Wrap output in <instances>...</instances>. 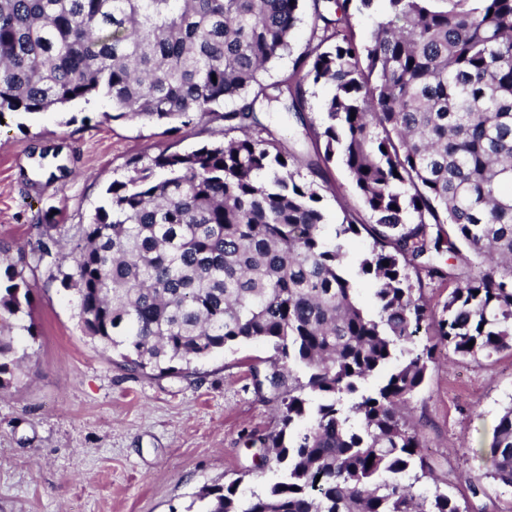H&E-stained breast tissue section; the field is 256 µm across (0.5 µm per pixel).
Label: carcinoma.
Returning a JSON list of instances; mask_svg holds the SVG:
<instances>
[{
    "label": "carcinoma",
    "mask_w": 512,
    "mask_h": 512,
    "mask_svg": "<svg viewBox=\"0 0 512 512\" xmlns=\"http://www.w3.org/2000/svg\"><path fill=\"white\" fill-rule=\"evenodd\" d=\"M300 2L0 0V117L100 96L120 117L224 121V140L112 181L62 278L86 336L133 373L189 377L226 347L271 346L265 381L288 402L257 442L282 477L248 496L237 481L204 487L202 512H465L438 488L414 492L430 468L398 411L433 348L415 345L429 307L408 269L456 281L433 323L446 349H512V0H387L363 44L335 40L336 26L352 29L347 3L312 0L306 52L267 87ZM309 84L331 88L323 123L307 126L323 146L310 173L339 160L371 218L344 209L331 241L317 183L295 178L301 158L255 134L258 99L300 119ZM362 228L372 245L354 278L346 243ZM461 244L477 269L457 281L442 258ZM51 255L42 241L0 268L1 390L25 359L13 330L31 315L27 273ZM358 278L372 285L369 307ZM478 452L512 489V404Z\"/></svg>",
    "instance_id": "1"
}]
</instances>
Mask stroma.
I'll return each mask as SVG.
<instances>
[{
	"label": "stroma",
	"mask_w": 512,
	"mask_h": 512,
	"mask_svg": "<svg viewBox=\"0 0 512 512\" xmlns=\"http://www.w3.org/2000/svg\"><path fill=\"white\" fill-rule=\"evenodd\" d=\"M311 22L303 0L290 49L268 64L262 83L291 72ZM260 117L284 150L314 159L303 121L278 111ZM223 129L208 117L117 118L100 98L0 119V245L13 259L37 243V227L55 228L53 257L31 281L36 334L22 336V371L0 390V512H199L202 487L235 481L248 494L277 480L256 443L279 428V392L255 381L271 370L266 344L225 349L188 379L133 375L84 334L76 292L61 284L75 271L76 228L103 205L112 181L159 154L222 139ZM319 184L330 238L344 207L360 199L340 164L324 168ZM509 405L512 350L488 360L437 350L405 412L432 470L417 492L438 486L469 512H512V492L474 454L489 446Z\"/></svg>",
	"instance_id": "35a3bbf8"
}]
</instances>
